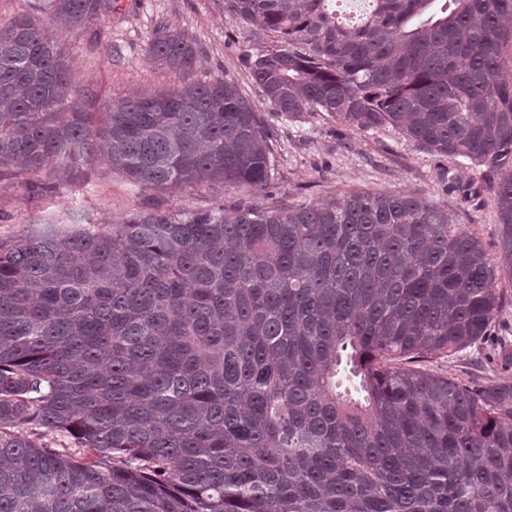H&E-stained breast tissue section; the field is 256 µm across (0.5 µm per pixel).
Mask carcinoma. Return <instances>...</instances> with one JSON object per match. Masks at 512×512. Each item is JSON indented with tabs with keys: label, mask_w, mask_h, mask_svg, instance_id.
Here are the masks:
<instances>
[{
	"label": "carcinoma",
	"mask_w": 512,
	"mask_h": 512,
	"mask_svg": "<svg viewBox=\"0 0 512 512\" xmlns=\"http://www.w3.org/2000/svg\"><path fill=\"white\" fill-rule=\"evenodd\" d=\"M331 2L224 0L272 34L247 62L263 103L512 171V0H367L351 25ZM114 6L51 0L49 20ZM147 56L187 71L197 48L161 24ZM94 161L148 190L274 170L235 80L90 112L18 15L0 27V181L55 188ZM492 200L512 275V176ZM495 276L447 210L400 192L0 239V512H512V382L415 366L488 335Z\"/></svg>",
	"instance_id": "cac0c4a2"
}]
</instances>
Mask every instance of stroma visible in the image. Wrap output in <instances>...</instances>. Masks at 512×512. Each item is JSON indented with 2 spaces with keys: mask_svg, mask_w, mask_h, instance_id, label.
Masks as SVG:
<instances>
[{
  "mask_svg": "<svg viewBox=\"0 0 512 512\" xmlns=\"http://www.w3.org/2000/svg\"><path fill=\"white\" fill-rule=\"evenodd\" d=\"M188 34L198 49L196 64L176 72L150 62L147 43L159 24ZM69 59L75 88L93 108L183 82L234 79L241 93L257 99L245 56L264 45L256 27L224 13V0H119L112 13L77 32L52 28ZM275 170L267 189L201 184L142 190L105 163L81 166L70 188L40 195L0 186V239L23 235L29 225L118 224L136 208L204 211L246 200L256 206L276 201L322 203L355 192L399 191L448 210L474 234L492 259H499V219L489 180L481 170L428 152L391 128L353 130L325 116L289 118L262 107ZM495 288L502 307L489 335L450 357L426 361L431 373L477 382L512 381V275L499 271Z\"/></svg>",
  "mask_w": 512,
  "mask_h": 512,
  "instance_id": "35a3bbf8",
  "label": "stroma"
}]
</instances>
